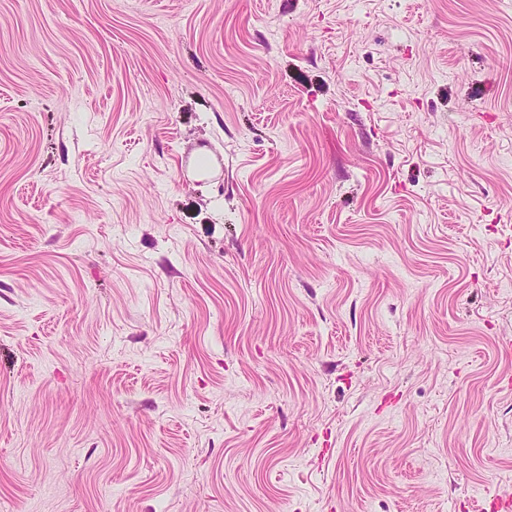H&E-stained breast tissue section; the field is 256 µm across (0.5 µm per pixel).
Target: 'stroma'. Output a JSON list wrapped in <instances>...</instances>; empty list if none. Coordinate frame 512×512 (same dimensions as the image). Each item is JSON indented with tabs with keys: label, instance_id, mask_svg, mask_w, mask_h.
<instances>
[{
	"label": "stroma",
	"instance_id": "35a3bbf8",
	"mask_svg": "<svg viewBox=\"0 0 512 512\" xmlns=\"http://www.w3.org/2000/svg\"><path fill=\"white\" fill-rule=\"evenodd\" d=\"M512 0H0V512L512 499Z\"/></svg>",
	"mask_w": 512,
	"mask_h": 512
}]
</instances>
